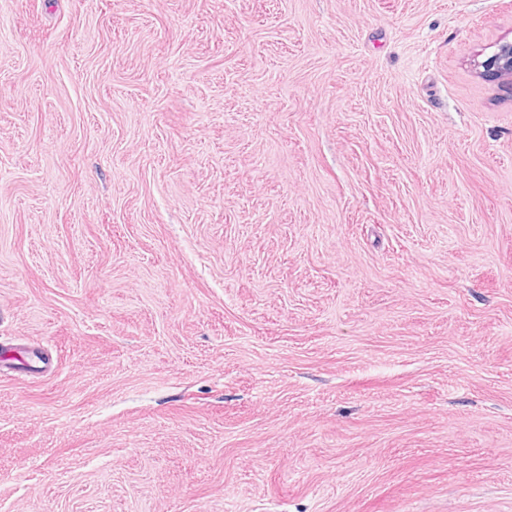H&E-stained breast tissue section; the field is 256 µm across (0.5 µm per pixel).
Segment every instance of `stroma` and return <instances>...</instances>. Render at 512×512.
<instances>
[{"instance_id":"35a3bbf8","label":"stroma","mask_w":512,"mask_h":512,"mask_svg":"<svg viewBox=\"0 0 512 512\" xmlns=\"http://www.w3.org/2000/svg\"><path fill=\"white\" fill-rule=\"evenodd\" d=\"M512 0H0V512H512ZM477 65L483 73L497 77L512 86V43L501 44L497 50Z\"/></svg>"}]
</instances>
